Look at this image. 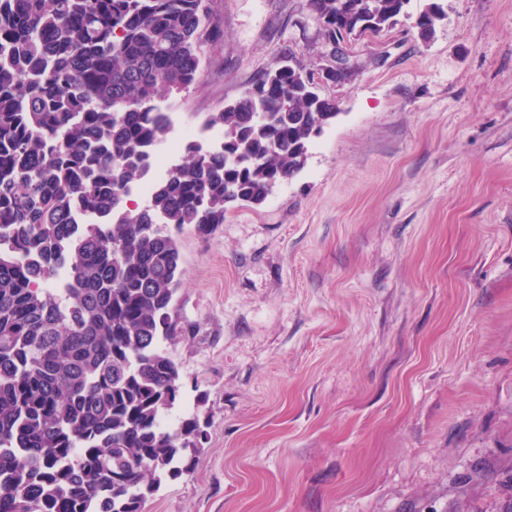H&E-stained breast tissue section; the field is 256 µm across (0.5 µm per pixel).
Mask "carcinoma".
Instances as JSON below:
<instances>
[{"label": "carcinoma", "instance_id": "cac0c4a2", "mask_svg": "<svg viewBox=\"0 0 512 512\" xmlns=\"http://www.w3.org/2000/svg\"><path fill=\"white\" fill-rule=\"evenodd\" d=\"M410 0H308L325 45L378 35ZM446 12L415 20L429 38ZM210 0H0V512H140L196 463V418L161 345L182 269L170 228L204 234L259 206L336 120L306 68L263 71L208 114L138 204L158 101L201 75L220 38ZM82 206L96 217L73 220ZM69 280L52 286L59 268Z\"/></svg>", "mask_w": 512, "mask_h": 512}]
</instances>
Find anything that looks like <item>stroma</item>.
<instances>
[{"label":"stroma","instance_id":"obj_1","mask_svg":"<svg viewBox=\"0 0 512 512\" xmlns=\"http://www.w3.org/2000/svg\"><path fill=\"white\" fill-rule=\"evenodd\" d=\"M429 0L351 42L338 116L259 206L177 235L185 332L163 349L206 432L141 512H512V0ZM201 125L293 53L307 0H211ZM430 1L415 20V27L424 39L429 38L435 32L436 26L446 17L444 6L440 3L442 0Z\"/></svg>","mask_w":512,"mask_h":512}]
</instances>
